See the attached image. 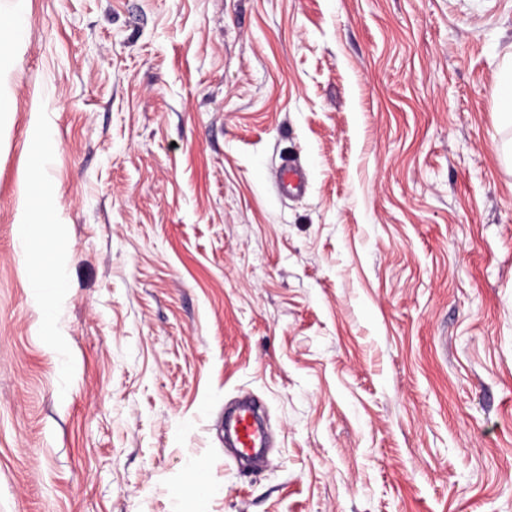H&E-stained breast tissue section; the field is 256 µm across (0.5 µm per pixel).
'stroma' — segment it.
Listing matches in <instances>:
<instances>
[{
    "mask_svg": "<svg viewBox=\"0 0 512 512\" xmlns=\"http://www.w3.org/2000/svg\"><path fill=\"white\" fill-rule=\"evenodd\" d=\"M16 11L0 512H512V0ZM37 168L55 222L25 243ZM245 395L255 466L224 449ZM499 111L512 120V65L506 68L494 88ZM275 184L285 196L301 194L307 188L308 174L298 165L285 164L277 169Z\"/></svg>",
    "mask_w": 512,
    "mask_h": 512,
    "instance_id": "stroma-1",
    "label": "stroma"
}]
</instances>
